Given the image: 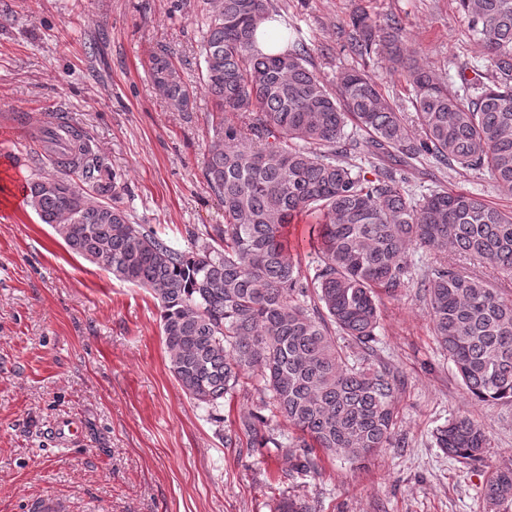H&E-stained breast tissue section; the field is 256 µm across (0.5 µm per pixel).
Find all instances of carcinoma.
<instances>
[{"label": "carcinoma", "mask_w": 512, "mask_h": 512, "mask_svg": "<svg viewBox=\"0 0 512 512\" xmlns=\"http://www.w3.org/2000/svg\"><path fill=\"white\" fill-rule=\"evenodd\" d=\"M206 4L199 56L212 137L205 177L224 223L189 251L132 223L109 203L119 196L116 176L72 126L43 130L56 172L26 183L27 205L72 252L151 294L170 371L186 397L221 422L226 398L249 388L260 394L226 437L231 444L244 436L248 447L313 473L320 452L360 464L394 446L400 379L385 368L348 367L336 335L374 352L380 293L408 283L413 246L438 252L418 286L466 392L480 402H512V295L463 267L488 266L496 279L512 280V210L440 185L418 197L407 189L408 170L428 159L486 172L512 192V0H458L490 71L469 79L477 92L465 96L419 64L400 19L381 27L363 11L350 16L345 47L361 59L385 54L413 89L411 120L363 69L326 79L300 39L281 53L257 50L259 25L280 15L277 0ZM149 72L172 106H189L193 90L173 52L152 54ZM360 132L367 139L359 164L351 150ZM302 215L313 219L318 251L311 276L288 238ZM273 422L298 436L275 432ZM433 437L462 464L481 463L488 448L485 431L467 416ZM481 497L489 512L512 504V466L488 474ZM273 512L311 508L283 495Z\"/></svg>", "instance_id": "1"}]
</instances>
